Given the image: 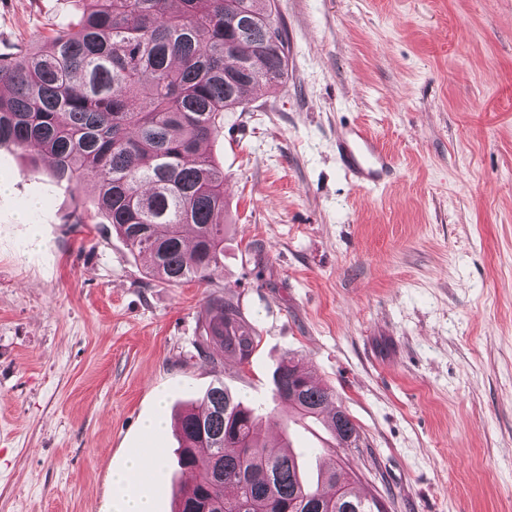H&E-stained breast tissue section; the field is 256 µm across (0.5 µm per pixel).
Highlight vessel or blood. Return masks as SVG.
I'll list each match as a JSON object with an SVG mask.
<instances>
[{"label":"vessel or blood","mask_w":512,"mask_h":512,"mask_svg":"<svg viewBox=\"0 0 512 512\" xmlns=\"http://www.w3.org/2000/svg\"><path fill=\"white\" fill-rule=\"evenodd\" d=\"M336 145L342 168L354 183L378 187L391 175L390 154L364 127L345 126L336 138Z\"/></svg>","instance_id":"b4317fda"}]
</instances>
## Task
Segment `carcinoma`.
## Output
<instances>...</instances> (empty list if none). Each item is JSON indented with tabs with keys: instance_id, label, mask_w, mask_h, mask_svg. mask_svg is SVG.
Here are the masks:
<instances>
[{
	"instance_id": "carcinoma-1",
	"label": "carcinoma",
	"mask_w": 512,
	"mask_h": 512,
	"mask_svg": "<svg viewBox=\"0 0 512 512\" xmlns=\"http://www.w3.org/2000/svg\"><path fill=\"white\" fill-rule=\"evenodd\" d=\"M79 18L38 42L0 55V145L34 148L75 191L90 184L99 210L149 276L206 280L224 259V169L203 150L226 112H245L253 92L285 84L288 55L275 0H83ZM199 345L211 361H247L256 326L238 303L207 301ZM276 400L309 417L327 415L337 446L359 432L327 386L284 358ZM200 412L177 423L178 465L196 473L174 512H382L324 472L326 494L304 480L290 450L272 453L260 416L224 382Z\"/></svg>"
}]
</instances>
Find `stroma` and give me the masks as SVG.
Wrapping results in <instances>:
<instances>
[{"instance_id": "35a3bbf8", "label": "stroma", "mask_w": 512, "mask_h": 512, "mask_svg": "<svg viewBox=\"0 0 512 512\" xmlns=\"http://www.w3.org/2000/svg\"><path fill=\"white\" fill-rule=\"evenodd\" d=\"M288 80L228 112L208 152L227 180L224 261L167 285L93 189L0 146V512H111L135 453L156 512L184 483L175 419L224 383L385 512H512V0H275ZM81 0H0V54L74 21ZM367 127L394 180L362 188L336 133ZM82 205L87 223L66 217ZM259 334L248 362L197 344L214 296ZM356 424L275 400L286 356Z\"/></svg>"}]
</instances>
